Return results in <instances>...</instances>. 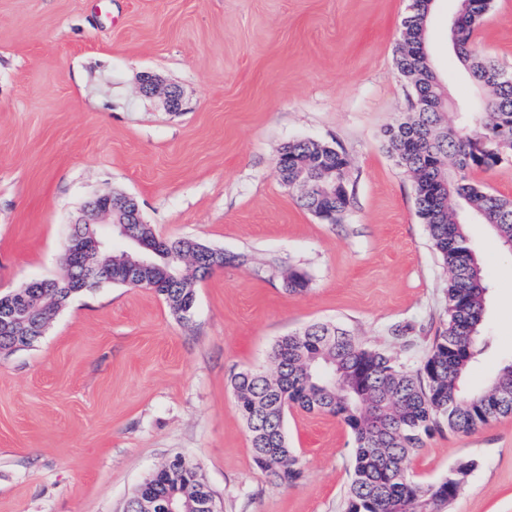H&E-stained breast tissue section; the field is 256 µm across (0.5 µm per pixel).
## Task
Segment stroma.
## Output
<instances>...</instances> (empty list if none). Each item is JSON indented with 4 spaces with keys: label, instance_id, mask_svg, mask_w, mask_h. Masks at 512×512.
<instances>
[{
    "label": "stroma",
    "instance_id": "stroma-1",
    "mask_svg": "<svg viewBox=\"0 0 512 512\" xmlns=\"http://www.w3.org/2000/svg\"><path fill=\"white\" fill-rule=\"evenodd\" d=\"M411 0H0V295L65 272L64 242L93 196H133L163 237L245 256L196 284L179 318L146 288L84 292L31 346L0 354V512H124L173 456L219 512H344L353 441L326 412L289 409L303 470L285 486L253 461L232 373L272 372V348L317 323L418 367L444 314L446 272L386 130L411 111L395 65ZM458 0H433L426 48L450 122L484 97L449 39ZM475 41L512 72V0ZM176 87L181 107L141 90ZM311 140L345 153L353 201L336 223L275 171ZM490 284L489 349L469 382L512 358V254L469 227ZM309 289L287 293L288 271ZM476 460L448 512H512V416L434 433L424 483Z\"/></svg>",
    "mask_w": 512,
    "mask_h": 512
}]
</instances>
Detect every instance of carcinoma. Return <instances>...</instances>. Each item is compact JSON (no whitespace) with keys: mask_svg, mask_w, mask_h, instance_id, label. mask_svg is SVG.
<instances>
[{"mask_svg":"<svg viewBox=\"0 0 512 512\" xmlns=\"http://www.w3.org/2000/svg\"><path fill=\"white\" fill-rule=\"evenodd\" d=\"M429 2L413 0L403 19L405 43L397 47L396 66L414 92L439 100L444 97L441 82L427 70ZM481 17L477 8L461 0L456 28L451 30L460 62L475 83L489 91L480 111L470 113L465 126L444 123L440 112H414L386 131L398 165L413 178L418 217L448 275L446 320L424 363L407 369L343 328L314 323L275 343L273 374L241 370L231 376L254 462L280 484H293L302 476L299 460L288 447L283 413L294 407L324 411L345 425L355 443L345 512H448L476 462L462 460L445 479L419 483L412 477L411 460L425 447V440L444 427L468 432L488 423L481 408L501 383L512 381L510 359L485 386H469L468 371L486 345L481 326L489 284L466 225L448 204V199H455L490 227L500 246L512 251V199L487 191L472 178L473 171H488L512 158V84L486 78L496 63L484 58L473 42ZM280 154L288 157L280 179L300 189L308 210L336 222L351 200L346 155L311 141L291 142ZM138 232L161 247L152 273L153 291L178 317L182 305L195 295L198 281L238 260L216 259L209 254L211 247L193 238H161L150 224L138 225ZM102 261L109 281L125 285L130 255L107 254ZM45 284L33 289L30 297L47 312L75 296L68 272ZM284 286L299 294L308 289L309 280L304 272L293 270ZM173 493L189 510L211 491L197 466L186 472L175 457L141 486V495L155 501Z\"/></svg>","mask_w":512,"mask_h":512,"instance_id":"obj_1","label":"carcinoma"}]
</instances>
